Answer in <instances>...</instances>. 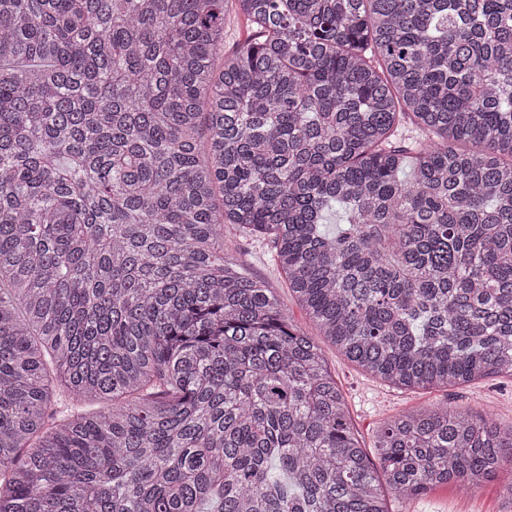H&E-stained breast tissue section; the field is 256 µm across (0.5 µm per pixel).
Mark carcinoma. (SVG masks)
I'll list each match as a JSON object with an SVG mask.
<instances>
[{"mask_svg": "<svg viewBox=\"0 0 512 512\" xmlns=\"http://www.w3.org/2000/svg\"><path fill=\"white\" fill-rule=\"evenodd\" d=\"M230 230L364 372L512 378V0H0V512H389L512 466L446 406L374 463ZM250 36V30L243 16H234L224 32V46L228 50L244 43Z\"/></svg>", "mask_w": 512, "mask_h": 512, "instance_id": "1", "label": "carcinoma"}]
</instances>
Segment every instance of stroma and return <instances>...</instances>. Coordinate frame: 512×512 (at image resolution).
<instances>
[{
	"label": "stroma",
	"instance_id": "1",
	"mask_svg": "<svg viewBox=\"0 0 512 512\" xmlns=\"http://www.w3.org/2000/svg\"><path fill=\"white\" fill-rule=\"evenodd\" d=\"M225 248L254 277L266 282L287 309L292 322L311 337L319 331L288 291L267 243L227 235ZM328 367L341 388L353 430L365 449H372L378 434L395 416L418 406L447 405L468 413H482L500 427L512 426V379L490 376L465 385L428 390H404L376 379L345 360L331 344H323ZM508 473L468 491L448 484L426 496L404 500L388 494L390 512H501Z\"/></svg>",
	"mask_w": 512,
	"mask_h": 512
}]
</instances>
